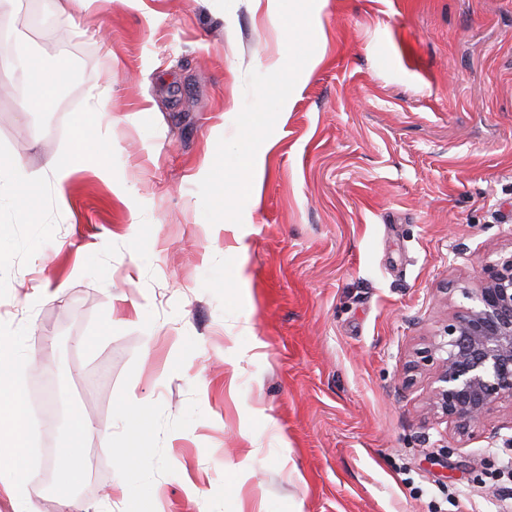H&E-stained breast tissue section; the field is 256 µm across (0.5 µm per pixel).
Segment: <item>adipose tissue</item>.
<instances>
[{"instance_id": "adipose-tissue-1", "label": "adipose tissue", "mask_w": 512, "mask_h": 512, "mask_svg": "<svg viewBox=\"0 0 512 512\" xmlns=\"http://www.w3.org/2000/svg\"><path fill=\"white\" fill-rule=\"evenodd\" d=\"M64 81L61 73L43 66L37 59L27 63L26 93L20 102L23 112H51L58 103L59 89ZM91 106L83 120L71 133L67 154L50 158L46 167L51 172L57 192H64L72 175L71 160L75 157L93 163L96 175L105 182L111 181L112 169L104 146L96 133L103 113L97 94H90ZM40 185L34 174L29 173L22 160L17 157L0 159V208L8 207L15 214H29L39 194ZM8 346L0 336V424L8 423L12 431L9 445L13 460L0 456V487L11 497L14 512H30L26 491L37 477V471L25 458L29 434L28 403L23 391L18 388L8 373L9 363L4 357ZM87 421L80 415H70L67 421L68 444L59 449L52 466L60 479L75 484L85 473L83 459L78 451L80 440L88 433Z\"/></svg>"}]
</instances>
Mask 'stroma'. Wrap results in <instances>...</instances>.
I'll return each mask as SVG.
<instances>
[{"mask_svg": "<svg viewBox=\"0 0 512 512\" xmlns=\"http://www.w3.org/2000/svg\"><path fill=\"white\" fill-rule=\"evenodd\" d=\"M56 3L0 16L78 101L21 112L26 64L0 57V154L43 192L28 223L0 212V333L26 395L90 425L85 512H512V404L493 443L408 379L512 255V0H324L316 44L258 0H94L76 29ZM93 88L112 180L75 161L61 204L45 163ZM207 162L235 188L220 210Z\"/></svg>", "mask_w": 512, "mask_h": 512, "instance_id": "obj_1", "label": "stroma"}]
</instances>
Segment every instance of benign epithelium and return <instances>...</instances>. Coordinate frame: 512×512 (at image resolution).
Segmentation results:
<instances>
[{"label": "benign epithelium", "mask_w": 512, "mask_h": 512, "mask_svg": "<svg viewBox=\"0 0 512 512\" xmlns=\"http://www.w3.org/2000/svg\"><path fill=\"white\" fill-rule=\"evenodd\" d=\"M418 365L434 366L433 414L462 430L484 425L491 407L512 402V255L488 265Z\"/></svg>", "instance_id": "benign-epithelium-1"}]
</instances>
